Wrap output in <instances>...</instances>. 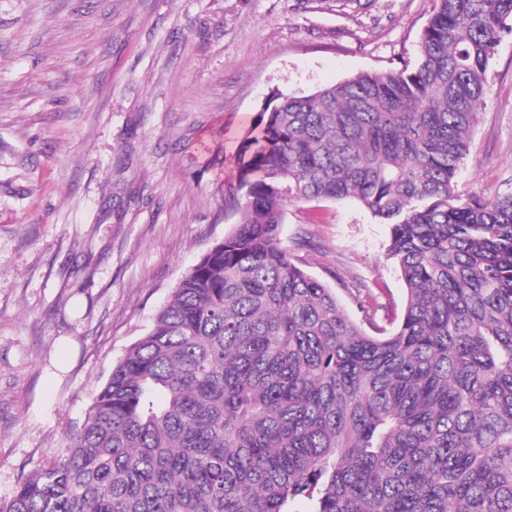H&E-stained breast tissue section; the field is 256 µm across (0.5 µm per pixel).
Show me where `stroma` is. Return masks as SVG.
I'll return each mask as SVG.
<instances>
[{
  "label": "stroma",
  "mask_w": 512,
  "mask_h": 512,
  "mask_svg": "<svg viewBox=\"0 0 512 512\" xmlns=\"http://www.w3.org/2000/svg\"><path fill=\"white\" fill-rule=\"evenodd\" d=\"M433 0H0V498L66 454L112 366L236 222L237 148L272 93L417 61ZM459 193H512V37ZM343 305L405 285L353 199L288 208L284 241Z\"/></svg>",
  "instance_id": "35a3bbf8"
}]
</instances>
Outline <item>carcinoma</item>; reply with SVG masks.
<instances>
[{
  "instance_id": "obj_1",
  "label": "carcinoma",
  "mask_w": 512,
  "mask_h": 512,
  "mask_svg": "<svg viewBox=\"0 0 512 512\" xmlns=\"http://www.w3.org/2000/svg\"><path fill=\"white\" fill-rule=\"evenodd\" d=\"M416 64L274 96L233 230L0 512H512V193L455 191L512 0H434ZM388 227L403 314L348 313L286 206Z\"/></svg>"
}]
</instances>
